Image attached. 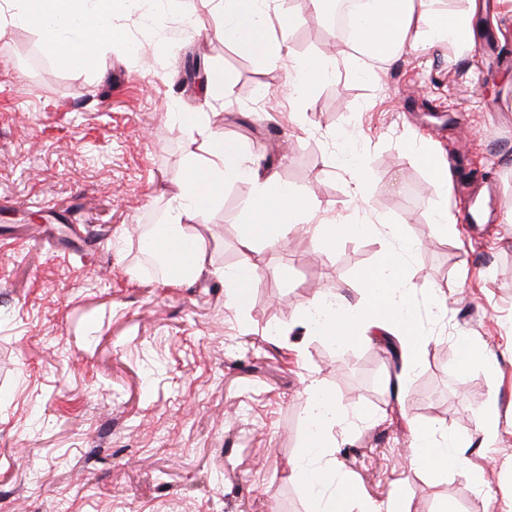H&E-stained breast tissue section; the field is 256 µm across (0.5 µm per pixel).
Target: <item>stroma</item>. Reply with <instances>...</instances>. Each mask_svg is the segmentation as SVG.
Masks as SVG:
<instances>
[{"mask_svg":"<svg viewBox=\"0 0 512 512\" xmlns=\"http://www.w3.org/2000/svg\"><path fill=\"white\" fill-rule=\"evenodd\" d=\"M292 14L298 56L328 51L336 32L304 0H274ZM202 0H165L116 14L124 42L97 66L54 61L37 31L0 35V512H307L289 471L302 446L304 383L315 379L346 410L377 422L339 437L335 456L360 495L403 491L409 512H512V22L484 19L486 57L407 51L360 75L345 65L312 93L289 88L291 60L269 66L215 37ZM202 61L205 81L188 71ZM233 84L231 97L216 82ZM181 112L193 118L180 126ZM220 131L280 182L351 215L348 172L336 165L351 140L369 171L372 234L324 256L309 234L286 248L258 245L259 281L230 305L225 268L240 258L251 185H225L192 231L211 270L175 286L140 247L162 221L189 155L203 154L197 124ZM439 146L457 180L484 194L490 213L431 242L427 171L405 147ZM397 224L421 241L410 266L420 330L432 341L402 397L398 345L373 337L338 347L294 320L320 290L357 301L363 277ZM447 290L436 307L432 290ZM484 344L496 371L458 367L459 335ZM495 401L502 437L471 447L483 492L449 467L433 482L408 458L404 419L471 433Z\"/></svg>","mask_w":512,"mask_h":512,"instance_id":"1","label":"stroma"}]
</instances>
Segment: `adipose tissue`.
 <instances>
[{
	"label": "adipose tissue",
	"mask_w": 512,
	"mask_h": 512,
	"mask_svg": "<svg viewBox=\"0 0 512 512\" xmlns=\"http://www.w3.org/2000/svg\"><path fill=\"white\" fill-rule=\"evenodd\" d=\"M129 0H9L8 12L0 11V25L21 23L38 31L53 56L80 54L88 66L97 63L96 50L105 43L120 40L121 31L112 24L115 12ZM212 12L222 18L225 42L249 49L268 64L293 57L287 33L289 17L270 20V0H206ZM444 0H375L357 31L359 52L371 59H392L409 49H454L457 55L469 52L473 23L480 9L478 0H467L466 9L451 10ZM295 92L315 87L330 78L336 68L332 56L293 57ZM206 158L188 159L179 191L170 202L162 224L156 225L149 240L172 280L185 282L199 278L210 267L207 250L196 248L180 261H172L169 247L189 237V226L202 217L207 202L224 185L245 180L252 194L245 205L248 218L241 246L242 265H251L250 254L258 243L275 246L283 243L297 225H309L315 247L329 254L337 244L370 234L366 219L367 175L353 145H345L339 163L352 174L353 219L325 221L318 207L290 186L280 183L270 168L255 163L237 145L225 143L218 131L210 133ZM416 159L427 169L432 204V226L436 237L455 236L457 216L448 208V167L425 145L411 147ZM392 246L383 252L365 277L367 291L351 303L322 292L303 308L298 325L311 328L315 335L335 344L366 338L376 330L393 337L400 348L402 372L396 388H405L409 373L420 362L428 337L416 330L417 315L413 294L417 288L409 257L419 241L406 237L399 226H387ZM303 395L309 415V430L302 453L290 465L295 480L309 492L310 512H349L359 495L355 482L336 465L334 448L339 435L349 431L353 419L338 405L336 396L316 381H307ZM412 465L423 468L433 481H441L449 465L462 466L468 459L465 450L472 444L490 448L501 438L494 403H486L471 434L461 435L437 425L409 420Z\"/></svg>",
	"instance_id": "adipose-tissue-1"
}]
</instances>
